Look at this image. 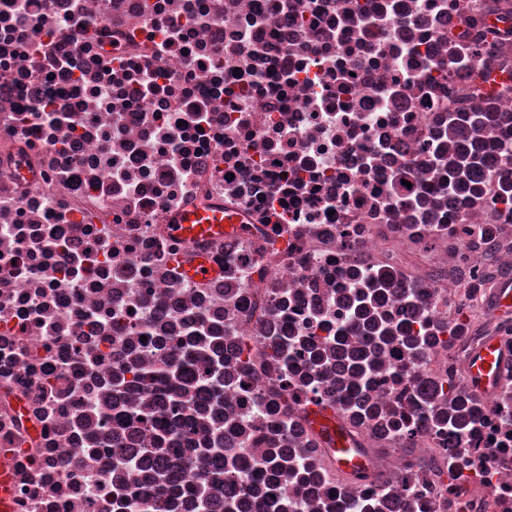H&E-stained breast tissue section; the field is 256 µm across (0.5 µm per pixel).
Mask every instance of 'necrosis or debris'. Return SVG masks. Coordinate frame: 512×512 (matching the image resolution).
<instances>
[{
  "label": "necrosis or debris",
  "instance_id": "4bbe7bcc",
  "mask_svg": "<svg viewBox=\"0 0 512 512\" xmlns=\"http://www.w3.org/2000/svg\"><path fill=\"white\" fill-rule=\"evenodd\" d=\"M499 6L0 0L8 512H202L215 469L209 512H512V388L480 400L462 372L487 258L512 262V92L465 204L448 114L479 93L436 67L452 45L512 60L486 31ZM212 205L243 210V235L190 244L166 222ZM199 251L220 273L186 280ZM360 319L389 339L365 347ZM364 347L370 371L344 369ZM185 351L222 360L224 387L176 384L175 412L140 374ZM314 399L359 437L370 482L330 468ZM218 435L222 465L203 453Z\"/></svg>",
  "mask_w": 512,
  "mask_h": 512
}]
</instances>
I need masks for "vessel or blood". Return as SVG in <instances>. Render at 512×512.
I'll use <instances>...</instances> for the list:
<instances>
[{
  "label": "vessel or blood",
  "instance_id": "b4317fda",
  "mask_svg": "<svg viewBox=\"0 0 512 512\" xmlns=\"http://www.w3.org/2000/svg\"><path fill=\"white\" fill-rule=\"evenodd\" d=\"M173 232L188 242L205 240L211 243L240 235L244 230V217L235 210L213 207L207 210L192 208L169 216ZM182 275L199 280L214 275L206 254L183 263ZM490 308L496 317L512 318V279L498 280L490 291ZM463 376L471 392L485 397L499 391L512 376V342L491 332L481 336L469 348L462 366ZM309 427L323 444L324 451L337 472L353 478L369 473L372 462L356 438L347 428L339 409L330 402L310 401L305 407Z\"/></svg>",
  "mask_w": 512,
  "mask_h": 512
}]
</instances>
